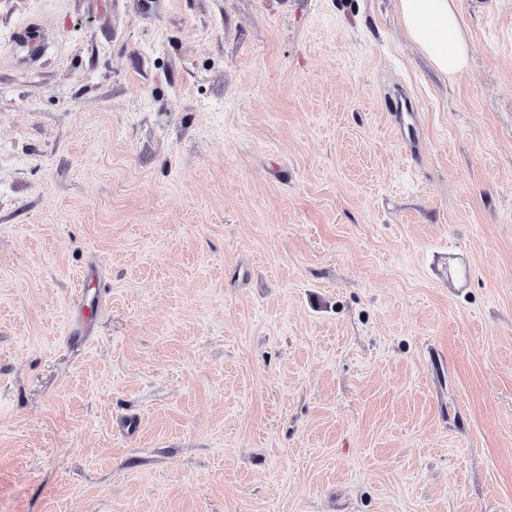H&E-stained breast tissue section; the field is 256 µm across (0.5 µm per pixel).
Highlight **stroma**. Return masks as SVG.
<instances>
[{"label":"stroma","mask_w":512,"mask_h":512,"mask_svg":"<svg viewBox=\"0 0 512 512\" xmlns=\"http://www.w3.org/2000/svg\"><path fill=\"white\" fill-rule=\"evenodd\" d=\"M454 5L449 79L397 0H0V512H512V0Z\"/></svg>","instance_id":"obj_1"}]
</instances>
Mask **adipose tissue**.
I'll use <instances>...</instances> for the list:
<instances>
[{
  "label": "adipose tissue",
  "mask_w": 512,
  "mask_h": 512,
  "mask_svg": "<svg viewBox=\"0 0 512 512\" xmlns=\"http://www.w3.org/2000/svg\"><path fill=\"white\" fill-rule=\"evenodd\" d=\"M408 37L437 70L452 77L466 62L465 42L453 0H398Z\"/></svg>",
  "instance_id": "adipose-tissue-1"
}]
</instances>
